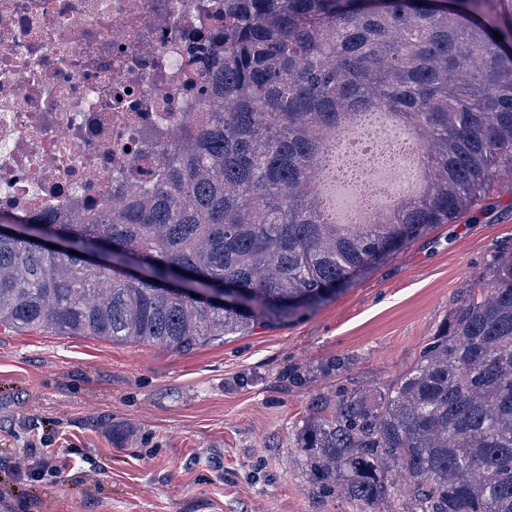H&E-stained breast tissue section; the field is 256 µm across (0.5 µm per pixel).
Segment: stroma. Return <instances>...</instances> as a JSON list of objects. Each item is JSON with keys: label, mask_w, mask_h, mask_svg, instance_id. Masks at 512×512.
Segmentation results:
<instances>
[{"label": "stroma", "mask_w": 512, "mask_h": 512, "mask_svg": "<svg viewBox=\"0 0 512 512\" xmlns=\"http://www.w3.org/2000/svg\"><path fill=\"white\" fill-rule=\"evenodd\" d=\"M512 247V180L353 275L299 319L182 353L0 327V512H357L314 493L295 427L316 399L376 394L462 289ZM73 469L28 478L27 448Z\"/></svg>", "instance_id": "obj_1"}]
</instances>
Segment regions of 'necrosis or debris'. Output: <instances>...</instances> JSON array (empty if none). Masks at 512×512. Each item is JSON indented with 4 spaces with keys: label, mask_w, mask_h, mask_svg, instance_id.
<instances>
[{
    "label": "necrosis or debris",
    "mask_w": 512,
    "mask_h": 512,
    "mask_svg": "<svg viewBox=\"0 0 512 512\" xmlns=\"http://www.w3.org/2000/svg\"><path fill=\"white\" fill-rule=\"evenodd\" d=\"M224 0H0V218L66 221L112 197L195 111Z\"/></svg>",
    "instance_id": "1"
}]
</instances>
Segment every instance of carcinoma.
I'll use <instances>...</instances> for the list:
<instances>
[{
	"mask_svg": "<svg viewBox=\"0 0 512 512\" xmlns=\"http://www.w3.org/2000/svg\"><path fill=\"white\" fill-rule=\"evenodd\" d=\"M209 41L197 112L155 144L153 178L116 173L112 202L0 233V327L179 352L245 336L512 177V0H224ZM378 109L418 134L422 181L364 223L329 224L323 153ZM50 235L79 255L49 250ZM89 243L115 265L81 256ZM144 255L147 277L124 270ZM226 281L242 304L190 295ZM296 450L318 493L359 512H512V249L396 386L342 395L302 421Z\"/></svg>",
	"mask_w": 512,
	"mask_h": 512,
	"instance_id": "carcinoma-1",
	"label": "carcinoma"
}]
</instances>
